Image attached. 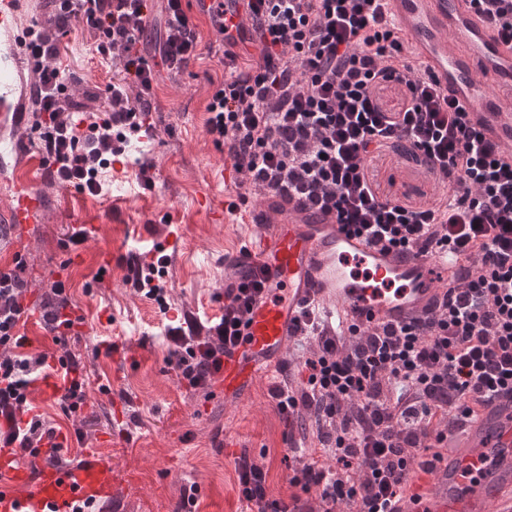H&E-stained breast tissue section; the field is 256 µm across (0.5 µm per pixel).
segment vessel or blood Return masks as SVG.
<instances>
[{"instance_id": "vessel-or-blood-1", "label": "vessel or blood", "mask_w": 512, "mask_h": 512, "mask_svg": "<svg viewBox=\"0 0 512 512\" xmlns=\"http://www.w3.org/2000/svg\"><path fill=\"white\" fill-rule=\"evenodd\" d=\"M18 8L19 0H0V60L7 64L0 70V125L27 117L23 66L16 61L22 50ZM386 9L441 87L512 155V45L477 19L469 0H386ZM247 16L248 0H224L226 52L250 46ZM41 168L39 158L24 157L0 182L10 197L7 223L45 221L48 205L35 177ZM212 181L215 191L199 195L196 208L220 222L227 217L222 191L238 186L240 177L227 164ZM270 210L279 211L284 224L274 237H257L244 259L245 271L266 277L270 288L217 375L229 401L244 400L259 377L284 361L290 331L308 305L320 306L326 320L343 329L402 326L431 314L464 263L462 254L447 249L431 258L385 250L337 224L335 214L295 200L265 198L251 223H262ZM0 477V512H71L74 501L111 500L130 481L96 450L79 466L45 464L34 472L0 448ZM397 512H512V390H499L486 401L428 473L425 490L406 494Z\"/></svg>"}]
</instances>
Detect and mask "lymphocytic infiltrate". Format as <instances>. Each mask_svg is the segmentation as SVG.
<instances>
[{"instance_id": "f902f5d3", "label": "lymphocytic infiltrate", "mask_w": 512, "mask_h": 512, "mask_svg": "<svg viewBox=\"0 0 512 512\" xmlns=\"http://www.w3.org/2000/svg\"><path fill=\"white\" fill-rule=\"evenodd\" d=\"M53 5L48 23L30 26L27 46L38 149L58 186L97 194L100 170L124 158L131 138L153 133L156 68L176 74L198 58V23L183 0H165L154 67L136 51L146 0ZM250 9L261 58L214 88L206 122L207 135L244 175L246 193L294 195L384 247L429 256L446 246L467 262L431 317L399 329L370 325L340 336L306 314L296 339L303 355L280 366L268 394L282 417L313 420L336 465L293 469L296 493L284 502L270 498L264 465L244 453L235 460L236 484L257 512H393L414 470L430 471L485 399L512 386V159L412 59L381 0H250ZM76 20L126 74L108 86L103 109L83 114L70 107L56 65L60 39ZM389 86L400 94L394 109L381 99ZM388 149L417 159L446 193L417 207L380 195L369 161ZM23 270L19 254L0 268V447L57 464L54 429L30 408L48 356L25 353L18 331L29 311ZM265 288L257 275L240 277L225 289L218 320L167 321L166 362L180 382L210 387ZM53 293L43 321L65 350L59 404L71 414L87 392L79 359L67 349L76 321L64 283L55 282ZM47 440L52 448H44ZM311 492L314 507L301 501Z\"/></svg>"}]
</instances>
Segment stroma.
Segmentation results:
<instances>
[{
  "label": "stroma",
  "mask_w": 512,
  "mask_h": 512,
  "mask_svg": "<svg viewBox=\"0 0 512 512\" xmlns=\"http://www.w3.org/2000/svg\"><path fill=\"white\" fill-rule=\"evenodd\" d=\"M198 24L200 58L182 73L160 72L153 90L154 134L132 151L140 162L152 163L149 180L141 179L138 164L118 172L104 169L99 196L43 180L39 188L50 208L46 223L0 226V263L10 264L17 253L26 258L27 301L38 306L51 300L54 282L65 279L73 304L88 318L70 344L87 377V406L68 416L54 400L37 399L33 405L62 440L64 463L98 448L133 472L120 498L105 502L106 512H175L192 484L198 487L195 512H250L235 480L234 461L243 452L262 460L269 494L277 499L292 493L286 481L291 466L313 459L332 464L313 438L288 447V426L268 396L269 378L234 405L216 388L195 391L181 383L166 362L157 302L126 281L131 256L176 235L166 251L168 304L192 319L220 316L224 268L245 245L252 227L244 219L260 204L251 198L229 224L211 222L194 205L197 195L209 190L212 169L226 160L205 131L213 85L225 75L223 53L211 21L202 16ZM58 64L74 100L94 110L102 109L109 84L124 77L120 64L100 54L91 34L78 25L62 38ZM370 171L381 194L414 206L437 192L416 160L392 151L372 159ZM95 208L104 227L97 245L112 252L102 277L94 262L71 263L63 246L71 227L84 223ZM116 225L125 228L117 239ZM108 341L139 355L133 363L117 364L98 352Z\"/></svg>",
  "instance_id": "stroma-1"
}]
</instances>
